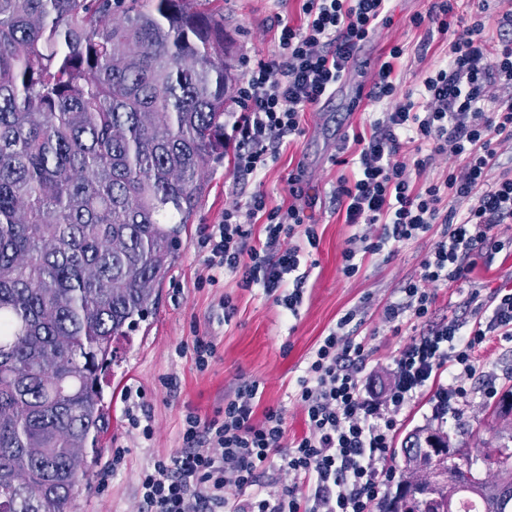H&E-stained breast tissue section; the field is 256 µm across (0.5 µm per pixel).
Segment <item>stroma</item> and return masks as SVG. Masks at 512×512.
Returning <instances> with one entry per match:
<instances>
[{
	"label": "stroma",
	"instance_id": "stroma-1",
	"mask_svg": "<svg viewBox=\"0 0 512 512\" xmlns=\"http://www.w3.org/2000/svg\"><path fill=\"white\" fill-rule=\"evenodd\" d=\"M431 4L432 0H391L387 22L360 50L369 64L362 75L365 84H372L374 67L383 52L395 45L404 49L396 62V94L400 97L446 61L449 39L428 38L425 28L410 23L413 15L427 13ZM213 6L224 14V45L240 75L249 60L276 50L275 16L295 25L301 22L298 0H213ZM388 106V101L375 100L369 92L354 95L348 82H341L330 105L304 112L303 134L282 145L262 179H237L229 156L211 167L200 208L181 235L178 258L160 287L153 315L118 343V361L103 387L109 407L104 439L78 485L74 512H137L140 474L155 457L178 450L187 411L213 414L240 385L257 382L260 408L281 411L287 439L300 436L306 430L305 413L294 401L293 390L311 352L349 309L359 306L364 310L362 334L372 357L363 377L380 394L388 387L394 356L417 333L408 323L393 332L383 320L384 306L399 299L404 282H421L423 290L434 293L431 320L435 323L470 320L471 308L465 302L469 289L488 293L512 286V223L495 229L502 249L492 267L477 264L464 281L447 286L422 282L421 263L436 239L432 232L391 254L357 255L358 273L344 274V253L353 235L373 237L380 227L345 224L334 200L343 169L334 158L341 139L376 119ZM299 168L304 171L305 194L316 201L306 215L316 224L320 240L297 314L289 315L276 306L263 288L241 287L235 273H218L214 284L200 286V279L208 274V251L201 245L205 231L223 222L226 208L256 190L266 194L269 205L293 204L288 175ZM227 297L236 306L229 318L222 306ZM197 333L211 336L216 344V355L203 372L196 369L186 350ZM478 359L481 372L466 380L468 395L447 423L432 417L433 391L428 388L403 410L401 433L443 425L465 453L487 443H507L512 438V422L493 418L494 402L485 398L483 388L491 380L499 391L512 389V342L492 339ZM139 401L146 404L152 427L147 439L127 421L128 407ZM117 448L125 451L124 464L108 486H101L100 474Z\"/></svg>",
	"mask_w": 512,
	"mask_h": 512
}]
</instances>
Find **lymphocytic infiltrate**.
<instances>
[{
	"label": "lymphocytic infiltrate",
	"mask_w": 512,
	"mask_h": 512,
	"mask_svg": "<svg viewBox=\"0 0 512 512\" xmlns=\"http://www.w3.org/2000/svg\"><path fill=\"white\" fill-rule=\"evenodd\" d=\"M389 0H302L303 21L278 20V45L256 59L235 91L231 147L235 172L259 177L279 146L301 134L303 112L332 94L349 60L387 21ZM497 41L485 34L481 14L471 22L454 13L452 0H433L414 27L440 35L455 31L446 64L426 76L402 100L353 134L357 167L340 175L334 195L346 223L378 224L366 239L371 254L439 228L422 261V277L437 284L464 280L476 263L492 265L498 245L493 230L512 223V168L492 181L501 145L512 144V95L493 97L492 85L512 86V14ZM449 160L443 183L419 186L435 156ZM301 173L288 176L295 202L268 207L262 191L225 210L223 224L204 239L210 271L238 274L241 285L262 286L277 306L296 312L307 275L302 253L290 240L303 233L317 247L316 225L306 220ZM465 201L464 211L440 208L442 190ZM262 237H255V230ZM401 301L385 305L387 323L414 321L427 329L395 356L390 389L370 394L361 374L372 353L348 310L309 356L294 399L305 411L306 430L284 446L280 410L257 412L259 386H240L213 416L188 412L181 446L155 458L139 478V512H377L396 474L389 464L401 411L434 387L432 413L447 419L476 371L475 353L487 337L512 342V288L482 299L472 289L467 303L473 323L451 319L431 324L434 297L416 282L404 283ZM291 484L279 493L265 484Z\"/></svg>",
	"instance_id": "1"
}]
</instances>
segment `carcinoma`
Listing matches in <instances>:
<instances>
[{"label": "carcinoma", "mask_w": 512, "mask_h": 512, "mask_svg": "<svg viewBox=\"0 0 512 512\" xmlns=\"http://www.w3.org/2000/svg\"><path fill=\"white\" fill-rule=\"evenodd\" d=\"M210 0H0V512H72L107 419L114 343L150 313L224 160L236 80ZM441 487L402 479L381 512H512L449 432L406 438Z\"/></svg>", "instance_id": "cac0c4a2"}]
</instances>
